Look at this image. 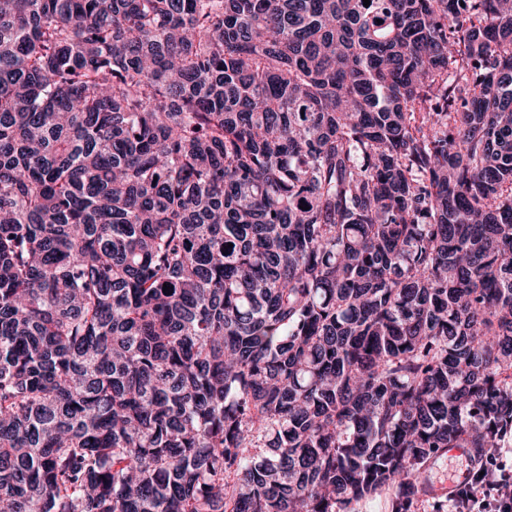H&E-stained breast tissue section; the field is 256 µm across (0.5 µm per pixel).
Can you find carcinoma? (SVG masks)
Listing matches in <instances>:
<instances>
[{
	"mask_svg": "<svg viewBox=\"0 0 512 512\" xmlns=\"http://www.w3.org/2000/svg\"><path fill=\"white\" fill-rule=\"evenodd\" d=\"M510 436L512 0H0V512H413Z\"/></svg>",
	"mask_w": 512,
	"mask_h": 512,
	"instance_id": "cac0c4a2",
	"label": "carcinoma"
}]
</instances>
